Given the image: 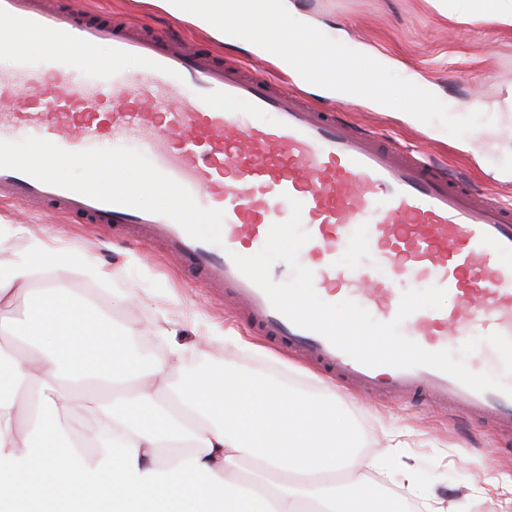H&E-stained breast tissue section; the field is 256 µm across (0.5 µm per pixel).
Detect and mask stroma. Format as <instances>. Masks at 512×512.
I'll return each mask as SVG.
<instances>
[{
  "label": "stroma",
  "instance_id": "1",
  "mask_svg": "<svg viewBox=\"0 0 512 512\" xmlns=\"http://www.w3.org/2000/svg\"><path fill=\"white\" fill-rule=\"evenodd\" d=\"M290 3L295 18L404 79L423 83L453 115L478 110L492 117L493 125L456 138L403 111L368 102L358 103L350 115L354 123L382 131L392 143L427 150L512 203V135L505 133L512 126V31L470 12L467 0H444L439 8L432 0ZM92 5L112 19L145 25L157 35H180L214 54L262 68L315 104L336 103L265 54L242 49L230 37L217 39L189 20L160 11L153 0H92ZM466 72L481 74V83L464 81ZM0 216L56 242L72 287L98 297L117 325L135 328L145 339L160 319H167L174 343L186 350L183 371L203 375L227 367L309 397L334 391L337 407L356 425L368 453L394 443L413 467L416 486L411 491L395 473H370L378 490L407 495L413 512H429L436 498L461 512H512V435L494 433L473 416L432 407L417 396L391 401L338 383L252 332L242 312L208 291L194 271L174 263L161 244L140 245L131 232L88 224L50 208L0 201ZM90 257L112 267L110 293L98 292L82 275ZM211 333L220 334V341L203 345Z\"/></svg>",
  "mask_w": 512,
  "mask_h": 512
}]
</instances>
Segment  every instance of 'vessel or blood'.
<instances>
[{"label": "vessel or blood", "mask_w": 512, "mask_h": 512, "mask_svg": "<svg viewBox=\"0 0 512 512\" xmlns=\"http://www.w3.org/2000/svg\"><path fill=\"white\" fill-rule=\"evenodd\" d=\"M0 198L162 242L210 290L232 298L279 347L376 396L419 395L512 432V397L477 392L430 367H368L293 324L235 266L302 204L300 263L324 301L348 295L377 321L407 283L444 288L453 307L421 309L401 332L424 350L463 336L512 338V205L412 149L320 109L274 79L183 39L106 21L87 0H0ZM136 61L137 72L127 64ZM26 135L39 161L15 149ZM133 142L135 152L101 153ZM83 169L72 179L50 162ZM145 163L156 202L124 169ZM356 256L339 261L342 250Z\"/></svg>", "instance_id": "vessel-or-blood-1"}]
</instances>
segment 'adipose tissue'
I'll list each match as a JSON object with an SVG mask.
<instances>
[{
    "mask_svg": "<svg viewBox=\"0 0 512 512\" xmlns=\"http://www.w3.org/2000/svg\"><path fill=\"white\" fill-rule=\"evenodd\" d=\"M59 257L34 238L0 264V512H401L369 480L331 482L362 453L333 392L182 375L177 345L144 363ZM88 385L109 399L85 407Z\"/></svg>",
    "mask_w": 512,
    "mask_h": 512,
    "instance_id": "1",
    "label": "adipose tissue"
}]
</instances>
